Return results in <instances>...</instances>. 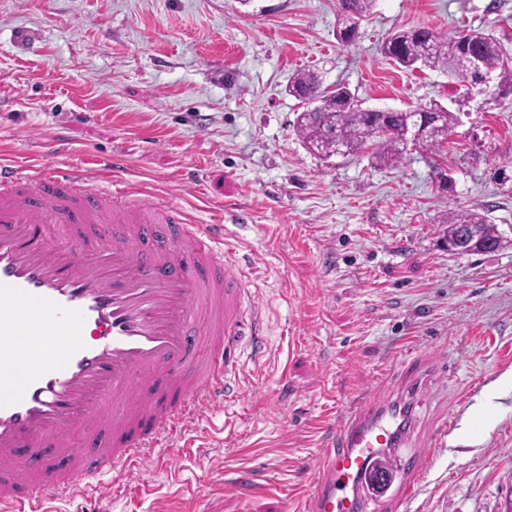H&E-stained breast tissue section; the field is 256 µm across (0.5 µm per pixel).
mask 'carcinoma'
Returning <instances> with one entry per match:
<instances>
[{
  "label": "carcinoma",
  "mask_w": 512,
  "mask_h": 512,
  "mask_svg": "<svg viewBox=\"0 0 512 512\" xmlns=\"http://www.w3.org/2000/svg\"><path fill=\"white\" fill-rule=\"evenodd\" d=\"M374 0H340L337 31L356 30L358 22L370 12ZM468 51L479 58L481 72L495 75L500 89L512 95V55L493 35L482 30H472L462 36L441 39L431 29L420 26L392 33L382 46V53L406 69L417 65L429 68L448 69L461 54ZM289 93L298 100L319 98V106L311 111L304 109L296 124V131L309 148H319L326 156L336 151V140L324 138V130L334 128L349 143L350 152L361 149L367 142L377 144L375 158L383 164L397 162L401 157V146L405 145L402 130L404 112L392 111L388 115L374 117L370 110L356 105L345 111L340 98L348 94V87L337 85L331 90L322 87L310 73L294 77ZM426 112H440L442 119L437 129L427 138L429 146H440L448 131L456 122L453 112L438 103L423 107ZM447 239L453 241L458 230L464 226L472 229L469 252H490L505 244V237L498 225L489 223L487 217L476 211H452L448 213Z\"/></svg>",
  "instance_id": "obj_1"
}]
</instances>
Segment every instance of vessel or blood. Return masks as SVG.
I'll return each instance as SVG.
<instances>
[{"label":"vessel or blood","mask_w":512,"mask_h":512,"mask_svg":"<svg viewBox=\"0 0 512 512\" xmlns=\"http://www.w3.org/2000/svg\"><path fill=\"white\" fill-rule=\"evenodd\" d=\"M126 164L0 161V512L100 493L106 472L130 487L151 449L223 406L238 338L263 344L223 225L90 184ZM430 393L412 360L373 393L323 450L306 512L411 497L435 446L408 449Z\"/></svg>","instance_id":"vessel-or-blood-1"}]
</instances>
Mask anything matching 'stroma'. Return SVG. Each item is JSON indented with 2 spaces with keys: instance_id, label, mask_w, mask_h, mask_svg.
I'll return each instance as SVG.
<instances>
[{
  "instance_id": "1",
  "label": "stroma",
  "mask_w": 512,
  "mask_h": 512,
  "mask_svg": "<svg viewBox=\"0 0 512 512\" xmlns=\"http://www.w3.org/2000/svg\"><path fill=\"white\" fill-rule=\"evenodd\" d=\"M338 0H0V144L66 168L126 153L122 181L224 224L246 262L265 344L241 337L234 392L192 429L203 452L158 461L103 498L108 512H304L322 448L388 373L445 367L422 433L454 408L402 512H503L512 496V246L449 251L452 211L512 237V95L385 58L389 33L494 32L512 53V0H376L355 42ZM313 71L369 109L437 102L459 118L435 150L392 165L371 149L309 151L288 84ZM271 489L248 500L239 472Z\"/></svg>"
}]
</instances>
